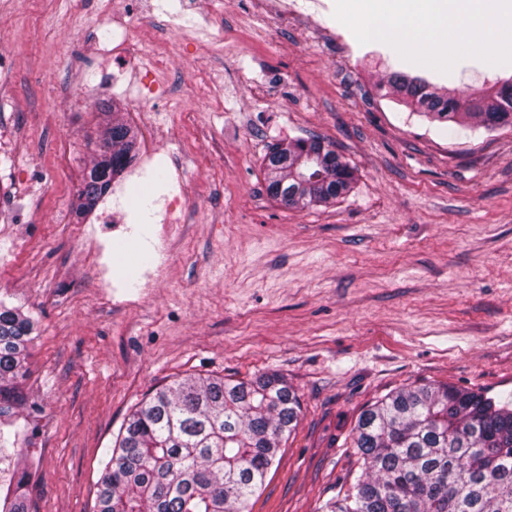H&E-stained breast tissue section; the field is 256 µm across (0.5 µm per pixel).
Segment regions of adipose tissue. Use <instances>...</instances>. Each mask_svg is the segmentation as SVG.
Returning a JSON list of instances; mask_svg holds the SVG:
<instances>
[{
  "instance_id": "adipose-tissue-1",
  "label": "adipose tissue",
  "mask_w": 512,
  "mask_h": 512,
  "mask_svg": "<svg viewBox=\"0 0 512 512\" xmlns=\"http://www.w3.org/2000/svg\"><path fill=\"white\" fill-rule=\"evenodd\" d=\"M383 11H400L402 25L394 36L404 46L423 43L430 33L456 35L471 29L484 31L494 40L491 21L502 8V0H381Z\"/></svg>"
}]
</instances>
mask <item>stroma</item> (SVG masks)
Returning <instances> with one entry per match:
<instances>
[{
    "label": "stroma",
    "mask_w": 512,
    "mask_h": 512,
    "mask_svg": "<svg viewBox=\"0 0 512 512\" xmlns=\"http://www.w3.org/2000/svg\"><path fill=\"white\" fill-rule=\"evenodd\" d=\"M136 0L134 39L158 70L96 81L93 31L112 0H0V300L34 321L23 403L0 434L30 466V512H94L116 438L148 394L186 376L275 371L300 421L248 512H323L360 475L358 416L409 386L480 390L512 403V129L429 123L384 97L391 72L481 88L512 58V15L476 53L434 43L410 55L369 23L372 0ZM184 13L161 30L163 13ZM168 95L136 107L151 81ZM82 110L69 108L72 97ZM112 113H105V106ZM185 175L184 217L152 287L105 296L84 230L110 242L112 272L144 270L167 192L165 166L122 179L148 192L116 237L79 189L109 115ZM317 135L355 175L326 206L265 190L271 148Z\"/></svg>",
    "instance_id": "obj_1"
}]
</instances>
